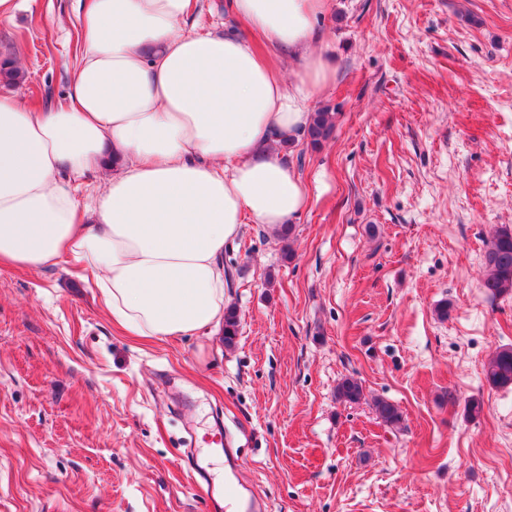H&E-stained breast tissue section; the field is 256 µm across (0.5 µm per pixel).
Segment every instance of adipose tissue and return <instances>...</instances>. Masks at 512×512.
<instances>
[{
	"label": "adipose tissue",
	"instance_id": "adipose-tissue-1",
	"mask_svg": "<svg viewBox=\"0 0 512 512\" xmlns=\"http://www.w3.org/2000/svg\"><path fill=\"white\" fill-rule=\"evenodd\" d=\"M191 0H90L65 104L0 93V268L74 260L113 324L168 340L219 329L224 245L309 204L283 152L334 71L315 27L332 0H227L250 28L185 32ZM299 61L292 81L270 62ZM105 179L80 210L74 180Z\"/></svg>",
	"mask_w": 512,
	"mask_h": 512
}]
</instances>
